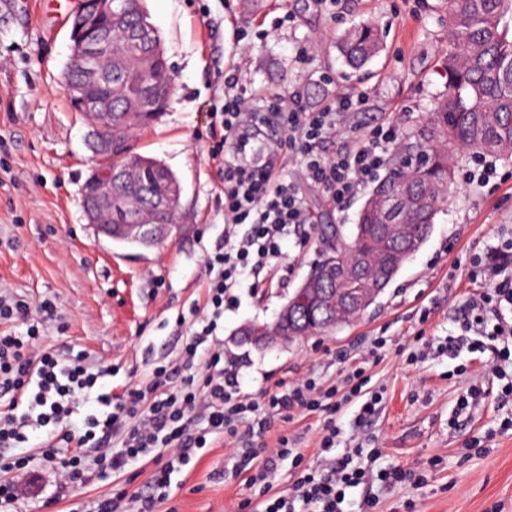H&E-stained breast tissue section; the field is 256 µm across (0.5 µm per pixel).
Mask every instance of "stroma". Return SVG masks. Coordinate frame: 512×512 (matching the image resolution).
<instances>
[{"label": "stroma", "instance_id": "1", "mask_svg": "<svg viewBox=\"0 0 512 512\" xmlns=\"http://www.w3.org/2000/svg\"><path fill=\"white\" fill-rule=\"evenodd\" d=\"M174 77V94L161 118L141 130L138 152L156 157L182 186L181 231L163 246L135 249L97 235L82 206V188L97 158L89 125L62 89L71 54L72 15L78 0H0V287L32 303L49 298L57 319L44 346L85 350L93 364L112 366L104 387L121 392L131 380H149L155 362H177L186 327L178 313L204 301L208 253L224 242V194L207 156L208 122L224 88V73L241 65L253 105L266 94L300 87L317 105L334 94L365 93L368 107L354 127L394 121L401 138H415L445 91L447 0H146ZM291 14L293 24L271 31L264 45L242 54L233 32ZM374 25L383 35L379 53L363 71L349 74L338 50L345 32ZM497 173L485 187L468 184L477 159L465 152L451 161L453 191L436 215L429 237L402 266L375 305L356 322L296 343L257 348L239 343L236 331L273 322L309 274L330 233L352 242L368 190L334 210L321 190L301 183L313 218L309 242L282 245V278L256 292L241 291L225 310L218 335L224 357L235 364L242 393L259 396L313 377L336 383L365 363L371 339H387L368 364L369 386L382 401L371 422L357 425V404L336 414V450L377 448L376 469L400 466L425 474L424 484L377 481L350 489L347 512H512V406L497 393L512 364L484 352H444L456 333L464 303L480 294L464 264L480 254L490 265L512 267V257L492 253L500 233L512 230V157L487 156ZM427 321H420L421 311ZM423 353L411 365L407 350ZM486 396L458 417V397L471 385ZM326 414L275 417L271 436L287 434L307 460L318 458ZM223 439L173 474L155 512H234L248 497L232 474ZM155 465L141 460L125 472L58 497L53 473L35 466L31 485L11 512H94L99 496L125 483L145 485Z\"/></svg>", "mask_w": 512, "mask_h": 512}]
</instances>
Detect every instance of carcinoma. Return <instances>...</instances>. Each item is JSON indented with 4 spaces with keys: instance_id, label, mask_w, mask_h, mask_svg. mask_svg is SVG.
<instances>
[{
    "instance_id": "carcinoma-1",
    "label": "carcinoma",
    "mask_w": 512,
    "mask_h": 512,
    "mask_svg": "<svg viewBox=\"0 0 512 512\" xmlns=\"http://www.w3.org/2000/svg\"><path fill=\"white\" fill-rule=\"evenodd\" d=\"M512 0H448V57L445 59L447 88L437 102L429 133L403 150L418 164L399 162L390 174L409 184L413 201L400 210L389 226L388 238L378 239L376 215L360 209L355 241L365 250L366 285L382 280L390 271L398 272L411 255H399L400 225L420 226L430 233L434 219L451 191L450 157L455 150L475 156H512ZM151 26L143 0H132L120 16H113L112 39V168L132 174V182L116 188L121 210L112 211V223L130 219L147 223H176L180 203L172 199L176 175L159 160L133 151L131 141L141 130L145 111L140 88L149 86L165 101L172 94L170 73L162 64L146 63L149 49H128L124 33ZM380 50L374 29L360 24L340 41L345 64L358 71ZM327 254L311 270L303 284L312 288H334L325 264ZM361 309H348L331 302L314 313L321 333L333 331L359 319ZM305 316L276 318L263 323L264 334L274 342L301 338Z\"/></svg>"
}]
</instances>
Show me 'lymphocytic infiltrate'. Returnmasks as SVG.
<instances>
[{
  "label": "lymphocytic infiltrate",
  "mask_w": 512,
  "mask_h": 512,
  "mask_svg": "<svg viewBox=\"0 0 512 512\" xmlns=\"http://www.w3.org/2000/svg\"><path fill=\"white\" fill-rule=\"evenodd\" d=\"M365 103L363 96L342 93L324 104L309 107L300 90L275 94L261 107H253L235 72L224 74V97L210 113L208 156L216 166L224 189V243L206 257V300L178 315V323L192 328L178 365H159L149 381L125 387L121 393H101L100 379L111 376L108 366L92 365L85 351L58 354L41 345L46 321L56 315V303L43 299L31 306L25 296L0 289V393L10 400L0 410V505L17 501L31 470V460L21 449L32 430L45 429L44 457L59 479L60 492L90 483L96 471L119 473L139 458L156 463L147 490L113 493L97 502L95 512H154L159 492L170 476L206 448L209 436L236 437L244 415H251L250 433L263 435L272 418L297 411L323 412L329 419L319 439L323 466H315L292 448L281 435L268 451L248 445L235 450L233 473L242 477L254 497L238 508L247 512L258 504L261 512H343L348 490L376 477L383 483L406 479L403 468L378 473L355 465L352 456L335 457L340 434L334 415L342 405L357 403L358 422L371 420L382 400L369 390L365 367L352 369L342 384L325 386L309 377L300 383L260 397H248L239 388L238 375L224 358L217 331L224 310L235 303L236 292L257 290L283 269L282 243L290 234L305 235L312 216L300 194V182L323 191L336 209L355 197L383 167L387 147L396 142L394 123L366 127L359 135L342 140L352 111ZM253 129L281 131L258 162L245 160ZM336 150H328L329 142ZM297 157L300 178L282 175L285 155ZM472 279L487 282L479 300L467 307L458 333L444 349L457 353L478 347L479 337L512 340V322L502 319L512 312V272L472 260ZM40 318H33V311ZM24 334H16L18 326ZM180 383H173L175 371ZM94 398L98 411L82 415L81 427L71 425L81 400ZM204 411L206 428H198L194 415ZM290 460L296 476L288 493L271 490L270 479L280 461Z\"/></svg>",
  "instance_id": "obj_1"
}]
</instances>
